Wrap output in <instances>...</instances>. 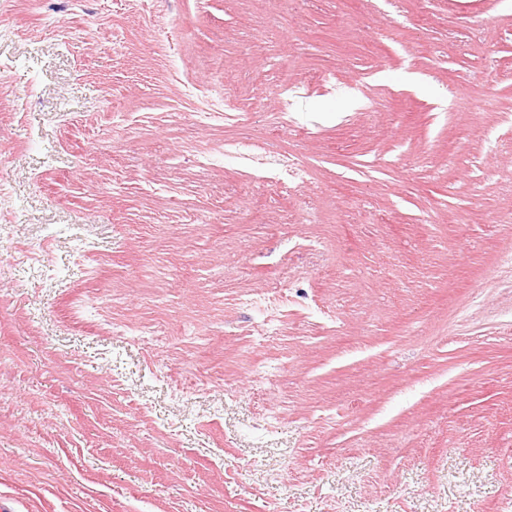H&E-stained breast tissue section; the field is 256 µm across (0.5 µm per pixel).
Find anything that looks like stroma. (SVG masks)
Here are the masks:
<instances>
[{"label":"stroma","instance_id":"stroma-1","mask_svg":"<svg viewBox=\"0 0 512 512\" xmlns=\"http://www.w3.org/2000/svg\"><path fill=\"white\" fill-rule=\"evenodd\" d=\"M510 252L512 0H0V512H512ZM275 165L279 171V175L295 188L304 187L310 181L309 170L300 162L283 157L276 160Z\"/></svg>","mask_w":512,"mask_h":512}]
</instances>
